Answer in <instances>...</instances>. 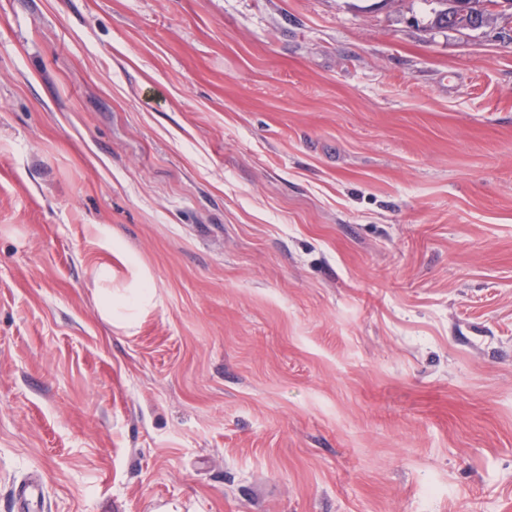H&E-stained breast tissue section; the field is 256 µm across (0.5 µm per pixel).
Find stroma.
<instances>
[{
	"instance_id": "obj_1",
	"label": "stroma",
	"mask_w": 512,
	"mask_h": 512,
	"mask_svg": "<svg viewBox=\"0 0 512 512\" xmlns=\"http://www.w3.org/2000/svg\"><path fill=\"white\" fill-rule=\"evenodd\" d=\"M430 20L0 0V512H512V21Z\"/></svg>"
}]
</instances>
